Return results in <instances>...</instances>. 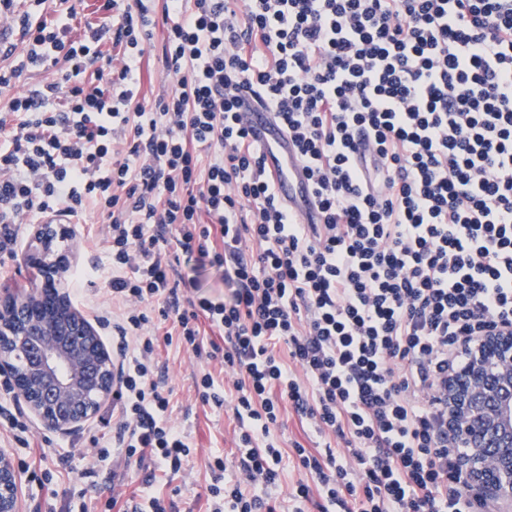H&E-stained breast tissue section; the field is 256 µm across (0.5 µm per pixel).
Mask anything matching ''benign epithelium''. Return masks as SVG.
<instances>
[{
	"mask_svg": "<svg viewBox=\"0 0 512 512\" xmlns=\"http://www.w3.org/2000/svg\"><path fill=\"white\" fill-rule=\"evenodd\" d=\"M60 224H39L25 261L39 270L29 289L0 292V376L43 426L71 433L112 394V357L91 319L63 291L73 258L56 242ZM448 440L467 452L464 485L512 509V331H493L448 376ZM0 512H21L19 476L0 451Z\"/></svg>",
	"mask_w": 512,
	"mask_h": 512,
	"instance_id": "7a95c632",
	"label": "benign epithelium"
}]
</instances>
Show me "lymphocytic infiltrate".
I'll list each match as a JSON object with an SVG mask.
<instances>
[{
  "label": "lymphocytic infiltrate",
  "mask_w": 512,
  "mask_h": 512,
  "mask_svg": "<svg viewBox=\"0 0 512 512\" xmlns=\"http://www.w3.org/2000/svg\"><path fill=\"white\" fill-rule=\"evenodd\" d=\"M44 0L0 14V256L21 224L94 204L107 252L97 306L118 388L111 448L126 468L179 475L192 452L169 420L160 343L198 358L196 399L230 412L233 479L204 512H490L462 486L448 445V375L464 345L512 328V0H104L74 15ZM163 27L172 89L138 100L140 63ZM54 80L14 93L34 69ZM285 129L322 214L278 198L239 122L246 97ZM221 272L213 297L184 269ZM325 446L291 441L284 413ZM0 423L45 448L21 416ZM100 0H71L69 5H73L75 7V11L77 14L73 16L70 23V27L73 34H79L87 21H96L101 12L98 11V8L101 6Z\"/></svg>",
  "instance_id": "lymphocytic-infiltrate-1"
}]
</instances>
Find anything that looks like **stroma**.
<instances>
[{
	"label": "stroma",
	"instance_id": "obj_1",
	"mask_svg": "<svg viewBox=\"0 0 512 512\" xmlns=\"http://www.w3.org/2000/svg\"><path fill=\"white\" fill-rule=\"evenodd\" d=\"M163 39V29H156L145 57L140 100L146 105L152 104L172 85L171 77L166 75L159 60ZM100 223V215L93 208L69 220L72 234L66 245L74 254L72 267L85 271L86 276L78 281H69L68 291L74 305L85 312L107 298L105 278L89 275L90 270L106 263L104 253L96 250L92 239ZM159 354L167 366L165 384L172 390L170 419L190 433L195 452L184 465L185 475L171 479L164 473H157L149 491L174 500L176 512H202L204 501L200 493L208 477V456L223 457L227 472L235 470L238 456L233 441L235 424L226 412H216L196 403L189 390L190 376L198 365L192 354L165 344L160 346ZM10 402L18 406L23 418L47 440L42 466L21 475L24 512H36L37 505L45 497L43 484L47 481L65 496L70 504L68 512H104L113 477L124 478L129 489L141 487L142 471L124 469L112 458L97 462L90 455L95 446H107L112 438V425L106 408H99L94 417L78 430L61 434L43 428L18 396H11Z\"/></svg>",
	"mask_w": 512,
	"mask_h": 512
}]
</instances>
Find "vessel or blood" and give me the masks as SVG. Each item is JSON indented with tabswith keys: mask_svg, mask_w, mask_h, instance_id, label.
Instances as JSON below:
<instances>
[{
	"mask_svg": "<svg viewBox=\"0 0 512 512\" xmlns=\"http://www.w3.org/2000/svg\"><path fill=\"white\" fill-rule=\"evenodd\" d=\"M241 122L266 153L277 195L287 201L289 210L301 223H317L319 217L309 205L311 184L284 132L272 123L269 113L257 102L242 113Z\"/></svg>",
	"mask_w": 512,
	"mask_h": 512,
	"instance_id": "1",
	"label": "vessel or blood"
}]
</instances>
